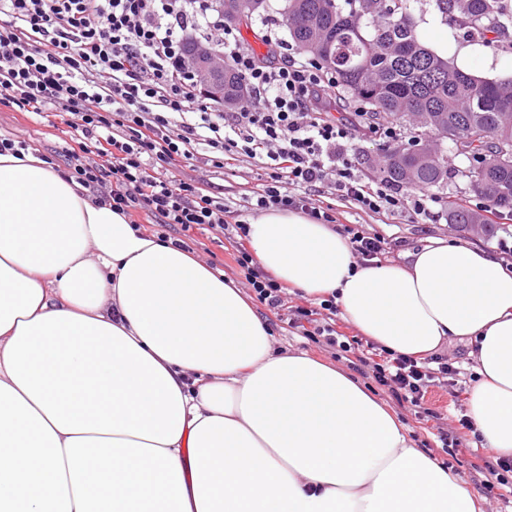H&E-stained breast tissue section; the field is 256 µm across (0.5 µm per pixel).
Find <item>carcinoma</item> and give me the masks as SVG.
Here are the masks:
<instances>
[{
    "label": "carcinoma",
    "mask_w": 512,
    "mask_h": 512,
    "mask_svg": "<svg viewBox=\"0 0 512 512\" xmlns=\"http://www.w3.org/2000/svg\"><path fill=\"white\" fill-rule=\"evenodd\" d=\"M433 2L441 22L488 44L512 33V0ZM408 11L410 0H282L280 15L289 41L334 73L343 95L409 126L408 144L384 151L383 178L424 191L448 184L447 157L421 149L431 134L478 159L465 178L495 211L512 213V164L496 159L499 143L512 142V79L479 78L440 57L418 27L400 21ZM447 215L452 224L493 229L459 194L448 197Z\"/></svg>",
    "instance_id": "carcinoma-1"
}]
</instances>
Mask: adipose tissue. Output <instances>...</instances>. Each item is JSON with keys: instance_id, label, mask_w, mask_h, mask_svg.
<instances>
[{"instance_id": "1", "label": "adipose tissue", "mask_w": 512, "mask_h": 512, "mask_svg": "<svg viewBox=\"0 0 512 512\" xmlns=\"http://www.w3.org/2000/svg\"><path fill=\"white\" fill-rule=\"evenodd\" d=\"M249 244L385 349L473 346L470 416L512 459V269L433 240L358 265L271 210ZM0 512H481L357 380L274 350L242 288L134 230L37 151L0 154Z\"/></svg>"}]
</instances>
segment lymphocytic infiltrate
I'll list each match as a JSON object with an SVG mask.
<instances>
[{"mask_svg":"<svg viewBox=\"0 0 512 512\" xmlns=\"http://www.w3.org/2000/svg\"><path fill=\"white\" fill-rule=\"evenodd\" d=\"M207 30L224 61L242 77L249 95L235 111L207 102L186 64L185 35ZM334 80L312 58L273 63L244 47L214 16L213 0H0V104L59 113L79 150L67 156L69 176L96 202L118 213L145 212L159 240L188 248L196 231L235 243V258L257 301L286 322L290 333L360 354L375 381L398 405L419 417L430 387L454 385L459 371L439 358L418 359L370 345L336 328L337 307L327 298L287 305L282 287L255 261L245 242L247 221H228L231 207L217 184L176 178L179 163L204 157L214 169L245 156L268 169L248 199L250 212L299 211L322 224L336 221L317 196L325 192L372 214L408 211L434 220L444 209L437 194L367 181L354 161L358 143L397 142L400 130L373 122L362 110L337 104L321 111ZM439 434L448 454L462 456L470 479L486 494L512 495V460L490 462L464 447L468 416Z\"/></svg>","mask_w":512,"mask_h":512,"instance_id":"lymphocytic-infiltrate-1","label":"lymphocytic infiltrate"}]
</instances>
